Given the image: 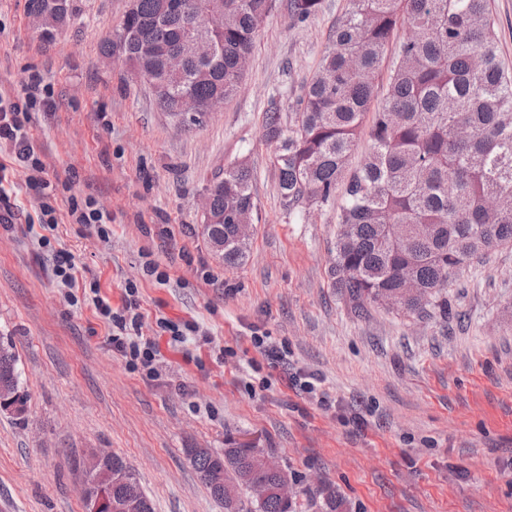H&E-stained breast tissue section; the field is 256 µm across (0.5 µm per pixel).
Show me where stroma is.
<instances>
[{"instance_id":"obj_1","label":"stroma","mask_w":512,"mask_h":512,"mask_svg":"<svg viewBox=\"0 0 512 512\" xmlns=\"http://www.w3.org/2000/svg\"><path fill=\"white\" fill-rule=\"evenodd\" d=\"M73 4L48 43L27 0H0V94L23 96L32 73L52 88L54 111L30 122L47 175L112 218L101 238L61 200L53 232L0 227V338L27 395L24 418L0 412V512H83L82 461L95 449L126 459L155 512H224L188 451L240 445L284 469L296 512H326L328 487L347 512H512V246L455 274L447 314L374 305L360 316L328 276L335 209L280 204L263 112L272 98L294 112L347 0H322L299 24L274 11L237 92L189 130L101 52L128 0ZM242 160L259 220L246 263L230 268L203 235L202 206L210 179ZM60 250L78 268L69 290L54 275ZM149 256L168 283L144 278ZM130 283L156 342L151 374L113 350L92 302L121 310ZM161 318L202 333L173 341ZM255 331L283 360L261 356Z\"/></svg>"}]
</instances>
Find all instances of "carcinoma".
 I'll return each mask as SVG.
<instances>
[{"label":"carcinoma","instance_id":"carcinoma-1","mask_svg":"<svg viewBox=\"0 0 512 512\" xmlns=\"http://www.w3.org/2000/svg\"><path fill=\"white\" fill-rule=\"evenodd\" d=\"M57 0H28V11L66 26ZM211 17L203 29L169 10L170 0H135L104 52L155 82L151 94L165 113L187 93L203 104L232 97L252 55L259 28L279 0H196ZM322 0H286L291 20L316 15ZM399 43L383 103L374 113L370 152L349 168L368 103L379 95L377 74L399 23ZM214 46L212 58L190 60L166 73L164 55L197 32ZM294 124L271 99L263 113L265 140L275 145L277 193L285 211L336 206L337 233L328 274L358 312L391 299L405 313L448 311L447 288L471 260L512 245V70L499 54L488 0H349L337 19L318 72L302 87ZM252 169L245 161L209 182L217 221L204 231L224 244V265L247 259L241 226L258 219ZM0 390L21 393L12 343L0 341ZM224 510L256 479L253 449L233 447L193 459ZM285 474L261 475L267 493L255 512H293L280 487Z\"/></svg>","mask_w":512,"mask_h":512}]
</instances>
